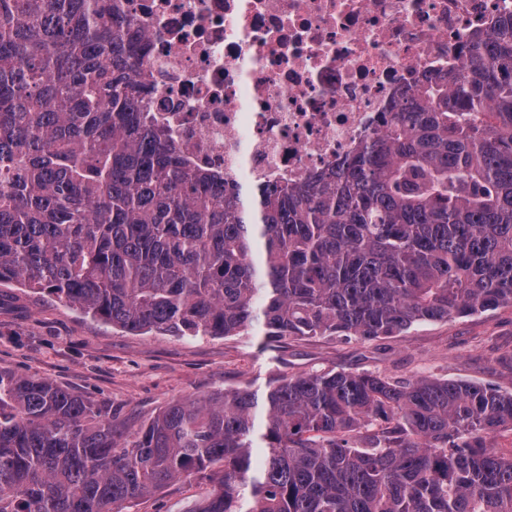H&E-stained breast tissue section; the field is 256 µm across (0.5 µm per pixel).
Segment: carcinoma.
I'll return each mask as SVG.
<instances>
[{
	"instance_id": "cac0c4a2",
	"label": "carcinoma",
	"mask_w": 512,
	"mask_h": 512,
	"mask_svg": "<svg viewBox=\"0 0 512 512\" xmlns=\"http://www.w3.org/2000/svg\"><path fill=\"white\" fill-rule=\"evenodd\" d=\"M316 184L249 199L139 106L116 0H0V285L126 333L394 336L512 306V17ZM512 392L348 370L261 397L112 409L0 371V512H114L184 476L186 512H512Z\"/></svg>"
}]
</instances>
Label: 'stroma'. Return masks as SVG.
I'll return each mask as SVG.
<instances>
[{"label": "stroma", "instance_id": "35a3bbf8", "mask_svg": "<svg viewBox=\"0 0 512 512\" xmlns=\"http://www.w3.org/2000/svg\"><path fill=\"white\" fill-rule=\"evenodd\" d=\"M256 327L238 336L133 335L47 294L0 287V370L35 376L112 408L117 432L136 430L166 405L217 390L266 391L284 376L331 370L417 374L512 391V307L425 322L388 338L288 339L263 347ZM206 485L188 477L123 504V512H184Z\"/></svg>", "mask_w": 512, "mask_h": 512}]
</instances>
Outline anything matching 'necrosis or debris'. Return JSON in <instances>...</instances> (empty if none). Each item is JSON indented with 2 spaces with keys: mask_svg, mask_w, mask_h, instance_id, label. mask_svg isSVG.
Returning a JSON list of instances; mask_svg holds the SVG:
<instances>
[{
  "mask_svg": "<svg viewBox=\"0 0 512 512\" xmlns=\"http://www.w3.org/2000/svg\"><path fill=\"white\" fill-rule=\"evenodd\" d=\"M120 2L146 33L142 111L190 165L255 194L335 172L512 17V0Z\"/></svg>",
  "mask_w": 512,
  "mask_h": 512,
  "instance_id": "1",
  "label": "necrosis or debris"
}]
</instances>
